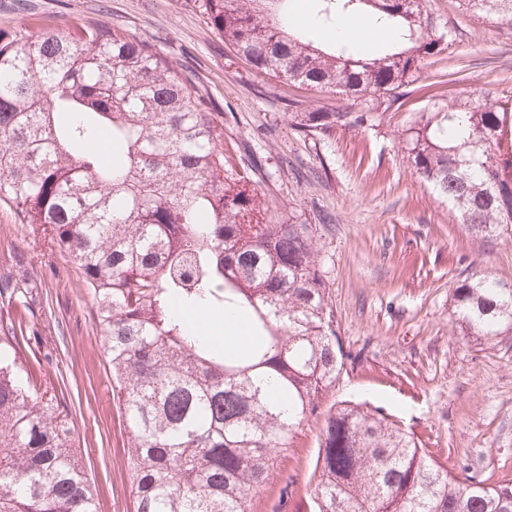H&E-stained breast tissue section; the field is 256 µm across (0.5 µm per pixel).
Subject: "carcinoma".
<instances>
[{"instance_id": "obj_1", "label": "carcinoma", "mask_w": 512, "mask_h": 512, "mask_svg": "<svg viewBox=\"0 0 512 512\" xmlns=\"http://www.w3.org/2000/svg\"><path fill=\"white\" fill-rule=\"evenodd\" d=\"M269 80L332 91L357 110L289 113L296 133L378 126L452 44L428 0H317L334 30L374 10L398 41L360 59L292 30L290 0H195ZM512 26V0H458ZM217 105L122 23L0 35V202L70 256L93 294L112 394L128 429L136 512H255L297 430L322 420L315 483L294 512H512V479H460L378 408L327 403L346 364L315 224H277L253 169L224 154ZM407 161L484 247L512 237V96L452 99L402 132ZM0 271V512H98L63 395L44 379V276L10 250ZM460 334L512 341V286L467 278ZM232 309L244 350L180 313Z\"/></svg>"}]
</instances>
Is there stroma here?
<instances>
[{
    "label": "stroma",
    "instance_id": "1",
    "mask_svg": "<svg viewBox=\"0 0 512 512\" xmlns=\"http://www.w3.org/2000/svg\"><path fill=\"white\" fill-rule=\"evenodd\" d=\"M428 8L457 37L442 60L420 64L419 83L446 70L453 96L512 94V28L461 13L456 0H428ZM78 14L123 22L192 71L224 114L225 151L255 163L275 217L313 224L318 214L331 215L319 230L322 267L340 342L360 356L332 399L382 409L458 477L512 479V345H474L452 333L459 281L489 275L512 284V238L479 246L412 171L400 132L428 100L411 98L408 111L380 126L299 136L288 126L289 111L346 108L349 100L257 75L206 24L194 0H0V31L60 29ZM12 248L37 262L43 242L14 207L0 203V254ZM45 281L52 311L41 323L52 357L46 370L63 374L98 510L136 512L127 430L112 399L95 302L70 258L57 257ZM319 434L318 422L305 424L257 512H272L288 475L312 481Z\"/></svg>",
    "mask_w": 512,
    "mask_h": 512
}]
</instances>
